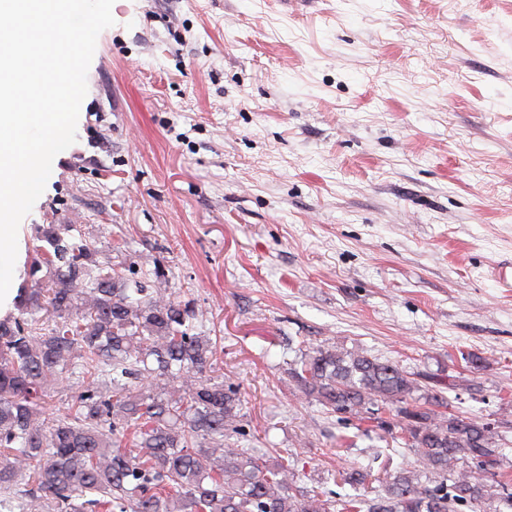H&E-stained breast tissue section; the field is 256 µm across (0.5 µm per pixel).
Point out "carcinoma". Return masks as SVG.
I'll use <instances>...</instances> for the list:
<instances>
[{"mask_svg": "<svg viewBox=\"0 0 512 512\" xmlns=\"http://www.w3.org/2000/svg\"><path fill=\"white\" fill-rule=\"evenodd\" d=\"M31 277L16 313L0 318V512H477L512 509V473L490 423L449 409L442 391L363 353L312 348L291 369L324 409L378 426L418 467L381 483L377 496L341 502L289 481L286 450L267 459L224 446L239 431L238 391L205 375L217 344L194 333L189 304L129 287L126 261L100 264L86 242L48 224L37 232ZM45 271L44 276L37 273ZM75 376L69 413L53 411L50 382ZM187 379L175 396L160 382ZM141 381L134 390L129 381ZM463 462L465 479L448 474ZM342 480L369 488L361 469Z\"/></svg>", "mask_w": 512, "mask_h": 512, "instance_id": "obj_1", "label": "carcinoma"}]
</instances>
